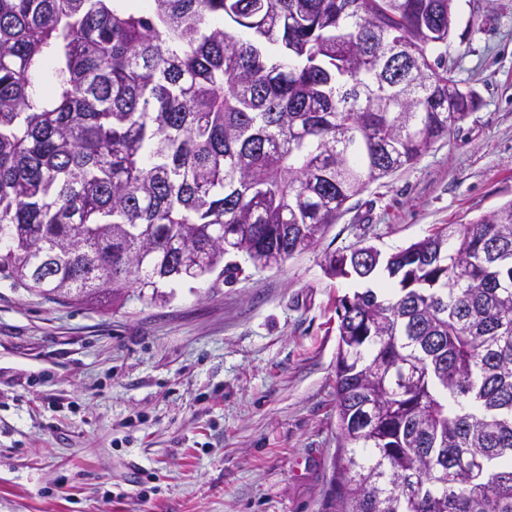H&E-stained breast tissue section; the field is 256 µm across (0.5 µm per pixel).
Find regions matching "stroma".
Wrapping results in <instances>:
<instances>
[{"label":"stroma","instance_id":"stroma-1","mask_svg":"<svg viewBox=\"0 0 512 512\" xmlns=\"http://www.w3.org/2000/svg\"><path fill=\"white\" fill-rule=\"evenodd\" d=\"M446 65L477 108L370 183L315 249L113 307L0 272V512H325L337 458L326 253H391L512 201V0H455Z\"/></svg>","mask_w":512,"mask_h":512}]
</instances>
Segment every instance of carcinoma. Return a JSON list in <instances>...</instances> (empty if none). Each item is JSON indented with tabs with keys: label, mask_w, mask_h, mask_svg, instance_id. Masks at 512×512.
Returning <instances> with one entry per match:
<instances>
[{
	"label": "carcinoma",
	"mask_w": 512,
	"mask_h": 512,
	"mask_svg": "<svg viewBox=\"0 0 512 512\" xmlns=\"http://www.w3.org/2000/svg\"><path fill=\"white\" fill-rule=\"evenodd\" d=\"M0 0V268L117 304L230 254L277 267L465 119L453 0ZM414 59L387 76L386 47ZM336 305L327 512H512V201L388 257Z\"/></svg>",
	"instance_id": "obj_1"
}]
</instances>
